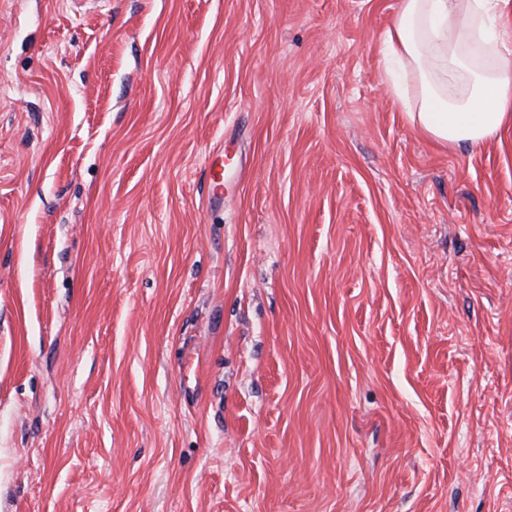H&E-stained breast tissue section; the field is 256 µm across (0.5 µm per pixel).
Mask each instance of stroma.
Returning a JSON list of instances; mask_svg holds the SVG:
<instances>
[{
  "label": "stroma",
  "instance_id": "stroma-1",
  "mask_svg": "<svg viewBox=\"0 0 512 512\" xmlns=\"http://www.w3.org/2000/svg\"><path fill=\"white\" fill-rule=\"evenodd\" d=\"M399 8L0 0V512H512V126ZM510 11V0H402L385 51L410 69L418 91L408 120L436 143L480 146L512 123V32L503 24ZM476 42L495 49L491 65L473 66ZM437 71L463 91L447 92Z\"/></svg>",
  "mask_w": 512,
  "mask_h": 512
}]
</instances>
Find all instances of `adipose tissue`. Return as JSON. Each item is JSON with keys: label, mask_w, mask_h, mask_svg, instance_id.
<instances>
[{"label": "adipose tissue", "mask_w": 512, "mask_h": 512, "mask_svg": "<svg viewBox=\"0 0 512 512\" xmlns=\"http://www.w3.org/2000/svg\"><path fill=\"white\" fill-rule=\"evenodd\" d=\"M512 0H402L386 32L388 58L407 66L418 91L410 123L436 143L485 144L512 124ZM492 46L491 65L473 66L474 43Z\"/></svg>", "instance_id": "obj_1"}]
</instances>
